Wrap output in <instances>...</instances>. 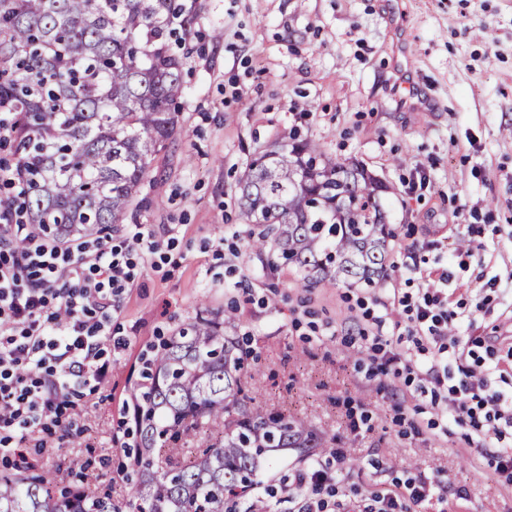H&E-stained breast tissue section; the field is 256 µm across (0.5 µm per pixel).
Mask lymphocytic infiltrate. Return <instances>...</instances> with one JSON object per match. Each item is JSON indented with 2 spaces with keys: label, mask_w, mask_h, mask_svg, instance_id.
Wrapping results in <instances>:
<instances>
[{
  "label": "lymphocytic infiltrate",
  "mask_w": 512,
  "mask_h": 512,
  "mask_svg": "<svg viewBox=\"0 0 512 512\" xmlns=\"http://www.w3.org/2000/svg\"><path fill=\"white\" fill-rule=\"evenodd\" d=\"M0 457L20 454L33 432L69 431L82 412L86 394L112 377L105 344L112 318L145 256L161 242L143 224H120L95 239L48 237L26 223L19 201L27 186L19 168L0 166ZM447 274L410 293L393 290L389 303L373 316L362 335L395 374H415L430 383V406L441 423L469 426V444L503 447L495 468L512 480V393L503 379L493 346L461 336L469 321L449 311ZM403 316L416 353L392 349L385 337L394 316ZM484 355H477V347ZM459 378H452L449 363ZM298 488L328 490L329 499L309 502L306 512H348L339 499L330 460L315 459L293 474ZM439 483L431 478L394 483L373 495L362 512H416Z\"/></svg>",
  "instance_id": "lymphocytic-infiltrate-1"
}]
</instances>
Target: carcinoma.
Instances as JSON below:
<instances>
[{
    "instance_id": "obj_1",
    "label": "carcinoma",
    "mask_w": 512,
    "mask_h": 512,
    "mask_svg": "<svg viewBox=\"0 0 512 512\" xmlns=\"http://www.w3.org/2000/svg\"><path fill=\"white\" fill-rule=\"evenodd\" d=\"M178 0H0V105L17 112L28 223L67 234L122 224L152 157L178 128L182 62L171 37L190 33ZM362 165L310 141L256 153L240 181V215L267 231L250 242L268 263L299 269L306 287L374 288L392 237ZM198 315L142 358L133 390L137 441L128 455L136 512H229L246 500L270 453L319 448L305 422L248 405L240 341ZM206 426L212 442L172 465L167 436ZM0 512H121L92 486L58 487L49 472H0Z\"/></svg>"
}]
</instances>
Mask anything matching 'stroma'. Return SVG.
Wrapping results in <instances>:
<instances>
[{
  "label": "stroma",
  "instance_id": "obj_1",
  "mask_svg": "<svg viewBox=\"0 0 512 512\" xmlns=\"http://www.w3.org/2000/svg\"><path fill=\"white\" fill-rule=\"evenodd\" d=\"M180 135L151 161L140 208L167 243L146 258L112 322V381L73 421L79 438L56 434L30 446L35 468L97 485L126 501V407L150 346L196 315L247 337L256 366L242 379L252 405L307 421L343 463L338 486L352 500L392 480L438 477L419 512H512V484L473 457L464 428H430L419 380L369 360L361 316L383 287H305L295 270L266 271L240 217L239 181L253 155L293 133L356 161L385 183L381 198L401 250L389 261L448 269V308L474 314L473 336L512 334V0H188ZM429 98L403 99V73ZM484 245L492 268H460L456 249ZM247 289H238V282ZM263 475L274 495L254 512H298L284 490L302 466ZM81 469H73V462Z\"/></svg>",
  "mask_w": 512,
  "mask_h": 512
}]
</instances>
